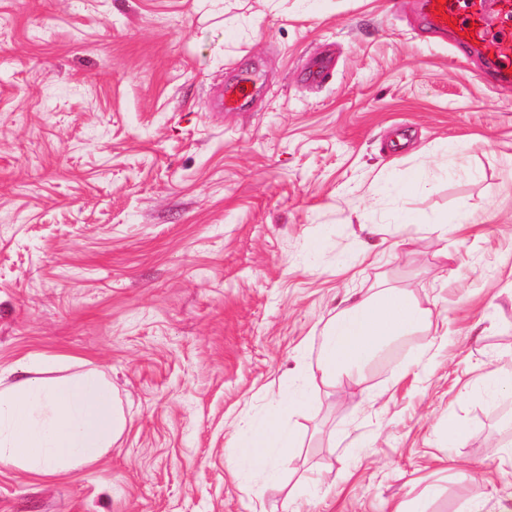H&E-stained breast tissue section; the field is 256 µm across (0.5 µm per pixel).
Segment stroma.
<instances>
[{
    "instance_id": "1",
    "label": "stroma",
    "mask_w": 512,
    "mask_h": 512,
    "mask_svg": "<svg viewBox=\"0 0 512 512\" xmlns=\"http://www.w3.org/2000/svg\"><path fill=\"white\" fill-rule=\"evenodd\" d=\"M422 3L0 0V369L90 360L128 420L94 468L0 467V512H512V84ZM382 281L431 329L324 384L327 321ZM288 396L265 483L235 430ZM254 80L247 74H242L234 82L221 86L217 91V98L221 106L235 108L242 101H247L252 97L251 86L247 83H253ZM237 95V98H234Z\"/></svg>"
}]
</instances>
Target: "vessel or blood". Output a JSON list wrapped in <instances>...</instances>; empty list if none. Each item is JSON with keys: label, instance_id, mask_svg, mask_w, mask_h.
Returning a JSON list of instances; mask_svg holds the SVG:
<instances>
[{"label": "vessel or blood", "instance_id": "1", "mask_svg": "<svg viewBox=\"0 0 512 512\" xmlns=\"http://www.w3.org/2000/svg\"><path fill=\"white\" fill-rule=\"evenodd\" d=\"M431 30L452 32L457 46L480 57H492L493 76L512 82V0H424ZM250 76H239L217 91L221 106L237 107L252 96Z\"/></svg>", "mask_w": 512, "mask_h": 512}]
</instances>
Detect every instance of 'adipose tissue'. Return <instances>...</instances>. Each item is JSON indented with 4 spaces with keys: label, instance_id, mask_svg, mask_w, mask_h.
Returning a JSON list of instances; mask_svg holds the SVG:
<instances>
[{
    "label": "adipose tissue",
    "instance_id": "ef3b65f1",
    "mask_svg": "<svg viewBox=\"0 0 512 512\" xmlns=\"http://www.w3.org/2000/svg\"><path fill=\"white\" fill-rule=\"evenodd\" d=\"M430 325L428 311L397 288L348 300L322 336L321 376L329 383L357 379L391 342ZM58 369V358L29 354L9 377L0 376V466L36 480L94 467L126 428L102 371L90 367L62 376ZM300 405L297 399L277 402L263 421L237 432V448L261 477L272 471V451L294 447L280 414Z\"/></svg>",
    "mask_w": 512,
    "mask_h": 512
}]
</instances>
